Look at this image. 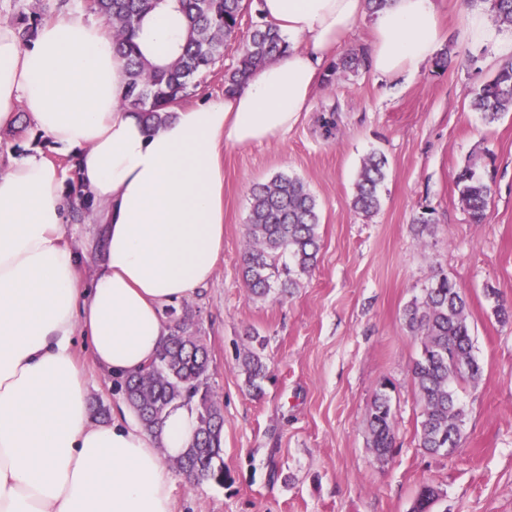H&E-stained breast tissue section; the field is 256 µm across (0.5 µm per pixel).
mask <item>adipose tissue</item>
I'll use <instances>...</instances> for the list:
<instances>
[{"instance_id": "1", "label": "adipose tissue", "mask_w": 512, "mask_h": 512, "mask_svg": "<svg viewBox=\"0 0 512 512\" xmlns=\"http://www.w3.org/2000/svg\"><path fill=\"white\" fill-rule=\"evenodd\" d=\"M287 45L223 100L178 105L150 128L123 106L124 60L103 21L64 15L22 44L0 22V131L25 115L58 152L75 153L78 184L101 249L64 241L63 172L42 155L0 173V512H172L176 478L163 463L192 441L196 421L172 411L145 431L124 404L95 423L74 358L84 336L115 384L166 346V307L211 281L224 249V149L272 143L308 111L321 64L371 18L373 71L420 70L445 39L434 0H260ZM463 36L512 58V35L466 10ZM187 38L174 0L139 36L154 66ZM93 260L91 282L81 267Z\"/></svg>"}]
</instances>
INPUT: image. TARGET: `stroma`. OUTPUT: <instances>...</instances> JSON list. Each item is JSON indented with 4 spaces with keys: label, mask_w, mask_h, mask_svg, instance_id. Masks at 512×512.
<instances>
[{
    "label": "stroma",
    "mask_w": 512,
    "mask_h": 512,
    "mask_svg": "<svg viewBox=\"0 0 512 512\" xmlns=\"http://www.w3.org/2000/svg\"><path fill=\"white\" fill-rule=\"evenodd\" d=\"M452 61L412 75L379 79L370 66L320 82L308 112L272 144L224 150V251L210 284L177 304L205 343L209 383L224 413L229 483L177 481L174 512H410L425 485L443 490L435 512H512V112L485 124L474 89L501 63L489 47L462 39L457 0H437ZM256 7L237 39L185 101L224 96V73L245 43ZM334 119L325 136L323 119ZM387 159L381 207L370 218L350 205L370 153ZM492 162L496 192L487 223H471L455 189L468 161ZM301 179L321 215L317 264L292 297L252 298L241 266L249 198L275 175ZM433 233L412 224L423 211ZM464 290L473 355L482 367L464 385L458 452L419 448L421 406L411 367L420 337L403 310L436 272ZM497 299H489V290ZM265 338L272 371L262 395L249 393L236 356L247 334ZM74 351L88 399L112 406L123 393L93 365L87 343ZM392 383L395 442L385 463L369 447L367 416L383 383Z\"/></svg>",
    "instance_id": "stroma-1"
}]
</instances>
